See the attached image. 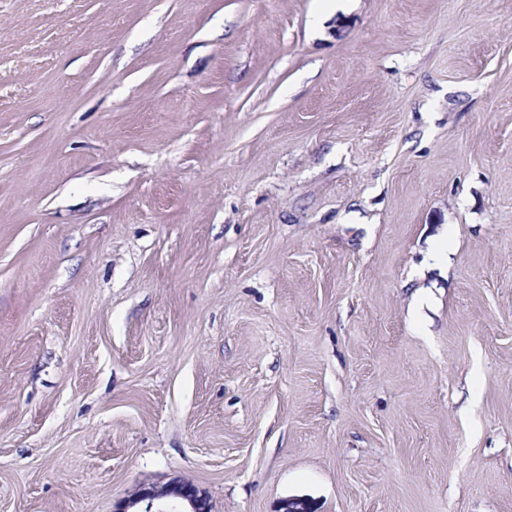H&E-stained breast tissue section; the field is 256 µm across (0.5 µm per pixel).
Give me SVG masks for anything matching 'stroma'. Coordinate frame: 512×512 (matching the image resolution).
Returning <instances> with one entry per match:
<instances>
[{"instance_id": "stroma-1", "label": "stroma", "mask_w": 512, "mask_h": 512, "mask_svg": "<svg viewBox=\"0 0 512 512\" xmlns=\"http://www.w3.org/2000/svg\"><path fill=\"white\" fill-rule=\"evenodd\" d=\"M512 512V0H0V512ZM181 501L187 504L189 511L168 510L158 507L156 502L162 500ZM144 504V510L129 511L130 508ZM211 512L212 506L209 498L199 488L188 481H172L162 486L141 487L134 491L119 506L117 512Z\"/></svg>"}]
</instances>
